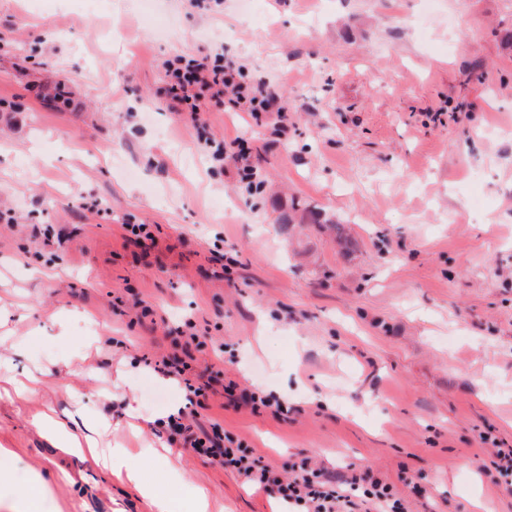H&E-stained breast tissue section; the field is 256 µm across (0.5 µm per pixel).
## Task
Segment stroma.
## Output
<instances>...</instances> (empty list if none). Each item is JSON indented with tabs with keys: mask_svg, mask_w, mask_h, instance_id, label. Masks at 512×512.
Listing matches in <instances>:
<instances>
[{
	"mask_svg": "<svg viewBox=\"0 0 512 512\" xmlns=\"http://www.w3.org/2000/svg\"><path fill=\"white\" fill-rule=\"evenodd\" d=\"M509 29L512 0H0V359L46 377L0 399V512L38 478L36 512H154L56 447L32 422L48 406L132 448L160 492L173 464L223 512H274L150 422L185 404L155 364L188 320L195 372L287 400L278 421L210 392L196 416L274 471L352 464L404 512H512L488 467L512 448V136L483 134L512 128ZM218 45L292 122L203 106L212 138L249 143L258 190L186 161L197 127L165 106L164 61Z\"/></svg>",
	"mask_w": 512,
	"mask_h": 512,
	"instance_id": "35a3bbf8",
	"label": "stroma"
}]
</instances>
